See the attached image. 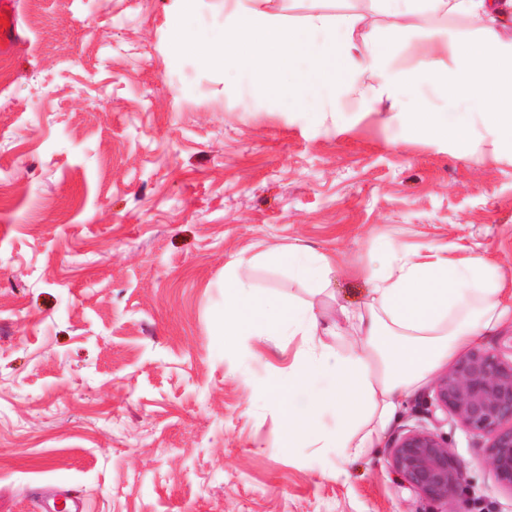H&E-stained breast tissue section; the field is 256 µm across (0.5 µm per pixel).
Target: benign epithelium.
Segmentation results:
<instances>
[{
    "label": "benign epithelium",
    "mask_w": 512,
    "mask_h": 512,
    "mask_svg": "<svg viewBox=\"0 0 512 512\" xmlns=\"http://www.w3.org/2000/svg\"><path fill=\"white\" fill-rule=\"evenodd\" d=\"M434 400L469 431L488 439L489 469L499 485L512 490V361L475 348L438 380ZM390 465L404 487L441 504L457 501L467 482L448 442L429 431L398 437L391 446Z\"/></svg>",
    "instance_id": "1"
}]
</instances>
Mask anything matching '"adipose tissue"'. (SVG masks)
<instances>
[{"mask_svg":"<svg viewBox=\"0 0 512 512\" xmlns=\"http://www.w3.org/2000/svg\"><path fill=\"white\" fill-rule=\"evenodd\" d=\"M216 41L226 80L282 102L314 109L357 97L365 111L405 107L422 85L432 86L441 108L413 109L412 129L462 147L478 137L512 149V44L498 33L512 0H375L393 16L381 48L360 54L351 16L310 15L302 27L283 24L258 9L259 0H235ZM439 22L450 15L470 20L476 39L457 46L453 67L400 70L376 86L349 83L403 36L402 18ZM273 268L314 293L325 292L341 270L336 255L292 244L262 251L224 267V341H276L300 337V353L288 371L260 386L276 398L283 421L282 445L333 448L356 460L378 447L404 399L460 350L494 331L512 315L499 267L486 257L420 256L395 249L375 254L364 270L366 300L330 314L314 302L259 286L251 272ZM335 412L334 432L322 431L317 413Z\"/></svg>","mask_w":512,"mask_h":512,"instance_id":"1","label":"adipose tissue"}]
</instances>
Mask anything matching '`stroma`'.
Instances as JSON below:
<instances>
[{
    "label": "stroma",
    "mask_w": 512,
    "mask_h": 512,
    "mask_svg": "<svg viewBox=\"0 0 512 512\" xmlns=\"http://www.w3.org/2000/svg\"><path fill=\"white\" fill-rule=\"evenodd\" d=\"M286 24L357 18L373 53L391 24L373 0H276ZM224 0H17L21 38L0 56V512H44L57 488L84 512H441L402 487L392 442L448 440L467 471L459 512H512L487 441L406 400L379 448H282L278 409L251 392L300 338L224 350V266L309 245L338 254L335 297L268 272L330 310L359 307V275L386 248L480 254L512 289V151L475 161L380 122L347 98L309 114L226 83L219 60L180 41L223 31ZM386 62L453 63L473 29L411 18Z\"/></svg>",
    "instance_id": "obj_1"
}]
</instances>
